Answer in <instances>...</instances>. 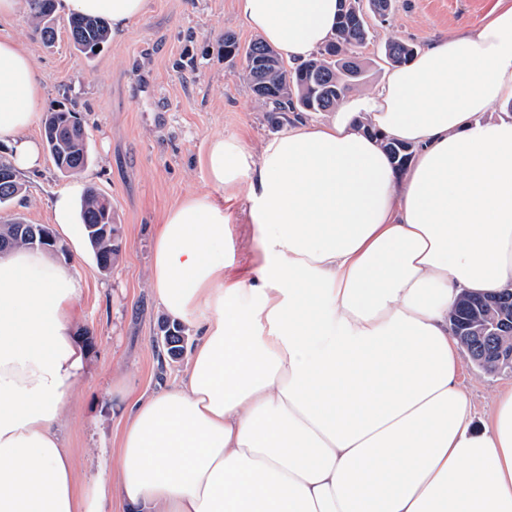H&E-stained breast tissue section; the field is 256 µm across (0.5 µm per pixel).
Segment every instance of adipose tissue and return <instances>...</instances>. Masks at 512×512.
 Here are the masks:
<instances>
[{"instance_id": "1", "label": "adipose tissue", "mask_w": 512, "mask_h": 512, "mask_svg": "<svg viewBox=\"0 0 512 512\" xmlns=\"http://www.w3.org/2000/svg\"><path fill=\"white\" fill-rule=\"evenodd\" d=\"M148 0H61L122 35ZM339 0H237L289 63L334 34ZM42 88L0 40V143L41 163ZM512 0L437 38L325 122L260 149L208 139L211 192L153 239L151 287L196 343L179 383L131 395L115 478L80 486L61 437L87 365L73 263L0 258V512H512V384L474 423L449 313L512 288ZM496 120H483L491 107ZM413 147L397 169L381 136ZM75 182L52 203L74 260L89 249ZM249 202L254 267L228 273L227 202Z\"/></svg>"}]
</instances>
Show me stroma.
I'll list each match as a JSON object with an SVG mask.
<instances>
[{
	"instance_id": "1",
	"label": "stroma",
	"mask_w": 512,
	"mask_h": 512,
	"mask_svg": "<svg viewBox=\"0 0 512 512\" xmlns=\"http://www.w3.org/2000/svg\"><path fill=\"white\" fill-rule=\"evenodd\" d=\"M498 0H392L388 23L370 20L371 40L360 54L366 67L353 95L371 93L389 69L383 46L395 38L423 47L433 37L483 22ZM57 37L45 46L33 32L27 0L0 20V38L30 52L42 86L38 114L63 106L78 113L89 134V165L80 173L114 210L122 241L118 260L102 270L95 258L78 266L82 283L78 337L89 343L86 371L78 378L65 413L62 440L78 478L92 483L115 472L124 426L123 397L148 394L178 382L186 359L171 360L155 345L165 313L150 286L154 227L164 211L192 193L209 191L200 155L215 135L242 136L259 149L290 122L322 121V112L289 113L276 122L258 103L242 74L243 59L226 60L224 36L240 46L255 35L238 16L235 0H149L146 13L95 55L73 48L68 17L56 12ZM23 190L0 221L51 224L56 194L72 182L50 157L19 172ZM246 198L233 205L224 256L233 272L250 267ZM464 382L476 414L491 393L512 383V372L487 374L465 362Z\"/></svg>"
}]
</instances>
